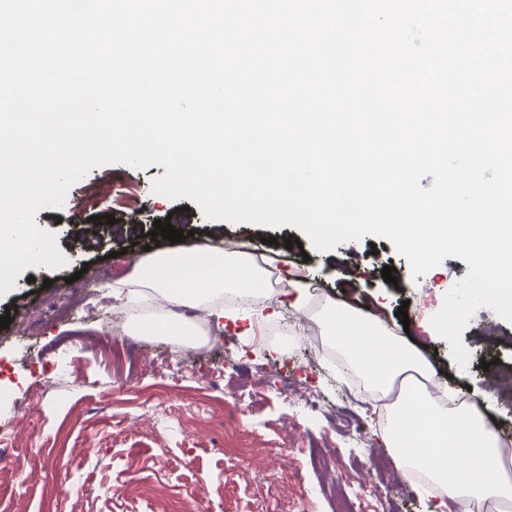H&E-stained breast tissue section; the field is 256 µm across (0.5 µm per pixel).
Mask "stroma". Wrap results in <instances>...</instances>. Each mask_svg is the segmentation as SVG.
Returning <instances> with one entry per match:
<instances>
[{"label":"stroma","instance_id":"1","mask_svg":"<svg viewBox=\"0 0 512 512\" xmlns=\"http://www.w3.org/2000/svg\"><path fill=\"white\" fill-rule=\"evenodd\" d=\"M160 165L135 168L107 164L93 168L69 190L62 207H46L36 223L52 227L65 267H29L15 287L0 296V317L33 303L52 310L66 295L84 288L81 269L97 276L86 313L74 318L33 321L25 334L0 341V512H336L348 495L353 512H450L434 493L414 480L384 489L368 470L369 458L387 454L371 401L340 377L336 361L307 364L299 336L259 343L264 326L293 315L285 294L252 314L212 326L222 344L185 365L169 361V347L124 340L122 366H113L103 324L114 295L113 282L135 276L136 261L157 220H171L185 232L186 246L223 244L238 238L286 267L289 278L310 275L323 297L380 305L395 335L410 334L437 370L443 387L465 397L512 430V408L502 404L493 378L512 370V324L479 308L461 340L470 353L459 371L445 339L432 334V317L444 297L464 278L468 264L445 258L422 276L385 238L364 236L350 246L314 249L298 228L207 220L191 199L153 193L164 175ZM92 208L75 205L92 188ZM138 199L136 212L116 208L126 193ZM114 224H106V217ZM302 247L286 248L287 239ZM395 269L385 282L383 266ZM406 307L409 325L396 312ZM77 361L83 380L47 388L49 377ZM286 361L293 386L322 397L307 413L275 387H260L261 370ZM169 414L173 429L158 430L151 406ZM365 420V439L355 438Z\"/></svg>","mask_w":512,"mask_h":512}]
</instances>
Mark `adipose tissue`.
<instances>
[{
    "mask_svg": "<svg viewBox=\"0 0 512 512\" xmlns=\"http://www.w3.org/2000/svg\"><path fill=\"white\" fill-rule=\"evenodd\" d=\"M264 269L252 258L206 246L196 251L168 250L138 266L140 285L189 307L209 306L208 297L224 291L255 295ZM214 320L223 306H209ZM319 322L324 336L343 358L345 371L374 391L395 393L383 427L385 443L406 475H425L453 502L456 512L492 504L512 512V475L508 474L496 430L472 403L447 405L432 397L435 371L401 337L376 322L370 309L325 303ZM497 473L488 481L487 473Z\"/></svg>",
    "mask_w": 512,
    "mask_h": 512,
    "instance_id": "1",
    "label": "adipose tissue"
}]
</instances>
